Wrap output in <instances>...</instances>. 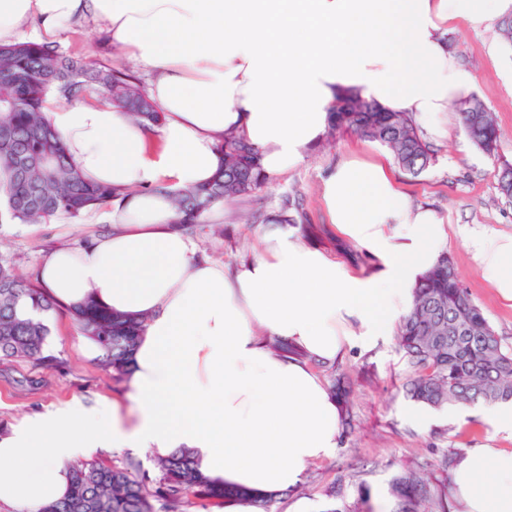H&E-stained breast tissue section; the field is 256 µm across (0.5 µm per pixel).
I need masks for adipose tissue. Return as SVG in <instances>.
<instances>
[{
	"mask_svg": "<svg viewBox=\"0 0 512 512\" xmlns=\"http://www.w3.org/2000/svg\"><path fill=\"white\" fill-rule=\"evenodd\" d=\"M512 0H0V43L105 24L152 72L162 114L151 129L95 98L48 97L46 117L87 180L124 190L107 232L45 254L46 298L85 300L145 319L119 403L81 400L23 419L0 436V505L41 512L68 496L72 465L97 449L164 459L193 454L229 490L277 495L341 442V411L318 367L393 335L418 276L448 242L435 211L412 207L382 157L351 158L322 177L320 204L343 239L374 261L357 270L302 241L269 213L260 247L236 269L200 256L172 191L211 180L225 133L259 152L268 179L301 166L325 139L337 98L359 93L438 130L472 79L443 38L480 28ZM470 246L512 304V232ZM287 344L274 352L269 339ZM456 512H512V451L472 448L453 472Z\"/></svg>",
	"mask_w": 512,
	"mask_h": 512,
	"instance_id": "1",
	"label": "adipose tissue"
}]
</instances>
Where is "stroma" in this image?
I'll return each instance as SVG.
<instances>
[{"label": "stroma", "mask_w": 512, "mask_h": 512, "mask_svg": "<svg viewBox=\"0 0 512 512\" xmlns=\"http://www.w3.org/2000/svg\"><path fill=\"white\" fill-rule=\"evenodd\" d=\"M457 65L472 77L470 90L493 112L502 132L497 156L475 148L460 127L455 110L441 134H425L436 152V162L417 177L399 174L411 202L429 207L445 217L447 252L473 300L482 308L497 336L512 349V305L502 302L487 283L467 239L486 229L512 232V202L497 189L494 171L499 162H512V49L506 48L494 27L478 29L464 24L445 35ZM61 50L93 63L134 69L110 40L104 27L77 29L56 41ZM388 156L380 143L354 133L335 136L319 147L308 162L252 196L226 204L224 211L196 225L191 235L201 254L226 261L251 254L261 225L256 217L277 209L283 196L298 192L304 199L308 223L323 225L320 249L335 253L336 238L328 232L327 217L318 196L324 172L352 155ZM108 206L85 212L80 218L64 216L42 224L0 223V258L11 261L19 273L31 276L42 255L62 245H72L108 229ZM50 329L44 354L37 365L30 361L0 359V436L20 418L49 411L60 403L79 399L86 404L120 400L124 414H131L123 381L102 367L98 359L83 355V333L63 307L49 312ZM337 367L351 382L350 401L354 426L342 437V446L329 458L310 465L302 484L278 496L273 512H289L297 499H305L312 512H323L330 487H340L345 502L356 505L359 486L370 493L389 494L398 474L429 476L436 500L428 512H438L439 502H451V472L442 468L443 454L486 444L512 450V436L492 434L476 415L449 416L437 410V421L427 430L415 429L405 410L412 402L402 390L411 370L396 343L361 353L351 351Z\"/></svg>", "instance_id": "stroma-1"}]
</instances>
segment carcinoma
I'll return each instance as SVG.
<instances>
[{"label":"carcinoma","instance_id":"obj_1","mask_svg":"<svg viewBox=\"0 0 512 512\" xmlns=\"http://www.w3.org/2000/svg\"><path fill=\"white\" fill-rule=\"evenodd\" d=\"M97 83L105 102L130 114L138 123L161 121L141 79L128 69L107 64L92 67L56 46L33 41L0 44V221L39 224L60 215L72 219L123 196L121 190L92 184L68 162L66 148L45 119L44 102L51 93L73 100ZM471 143L489 156L497 155L500 132L492 112L475 94L454 103ZM327 136L351 131L385 146L407 175L417 177L435 162L431 146L419 135L407 112H388L357 93L336 100ZM218 149L224 165L211 182L173 193L179 223L191 230L210 206L252 195L267 182L258 151L245 139L224 134ZM279 216L300 225L304 234L315 228L303 223L302 198L288 197ZM40 285L18 276L0 259V359L21 358L39 364L49 328L41 318L21 313L29 302L41 313L54 309ZM414 301L397 328V342L412 370L404 389L413 401L434 409L448 405L512 401V353L482 309L474 302L444 252L413 286ZM75 322L102 352V366L120 376L143 321L113 315L89 300L73 312ZM331 389L340 405L342 422L351 426L344 374L331 367ZM394 512H425L431 496L429 480L406 473L393 477ZM193 495L205 503L224 502V488L196 471L190 452L180 449L157 462L154 476L139 475L134 465L105 466L84 461L75 466L74 484L61 501L41 512H180Z\"/></svg>","mask_w":512,"mask_h":512}]
</instances>
